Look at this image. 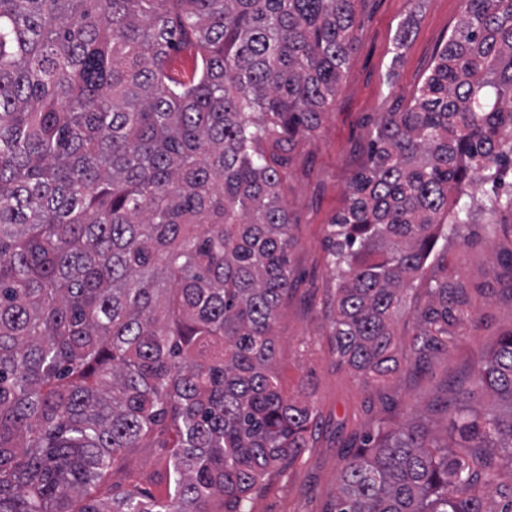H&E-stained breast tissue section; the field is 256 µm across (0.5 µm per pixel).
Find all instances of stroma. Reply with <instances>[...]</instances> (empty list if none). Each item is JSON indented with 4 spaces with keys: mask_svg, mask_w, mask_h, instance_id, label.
<instances>
[{
    "mask_svg": "<svg viewBox=\"0 0 512 512\" xmlns=\"http://www.w3.org/2000/svg\"><path fill=\"white\" fill-rule=\"evenodd\" d=\"M460 16L461 0H356L353 50L336 109L291 154L282 193L297 247L293 285L275 334L283 389L313 403L317 443L268 475L249 504L251 512H326L336 497L341 457L355 436L410 419L441 432L440 410L474 359L512 330V223L485 220L456 225L438 242L423 279L407 291V314L393 326L395 340L408 344L410 311L423 302L427 279L449 276L464 288L472 318L458 328L456 348L435 357L427 372L368 386L338 362L329 342L336 277L326 258L327 226L366 160L377 117L406 104ZM407 21L412 32L401 51H394L397 31Z\"/></svg>",
    "mask_w": 512,
    "mask_h": 512,
    "instance_id": "stroma-1",
    "label": "stroma"
}]
</instances>
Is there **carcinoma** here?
Here are the masks:
<instances>
[{
	"instance_id": "1",
	"label": "carcinoma",
	"mask_w": 512,
	"mask_h": 512,
	"mask_svg": "<svg viewBox=\"0 0 512 512\" xmlns=\"http://www.w3.org/2000/svg\"><path fill=\"white\" fill-rule=\"evenodd\" d=\"M462 15L329 223L331 341L363 383L454 345L444 224L512 220V0ZM356 0H0V512H249L313 445L273 334L292 285L289 147L335 108ZM191 46L195 75L168 74ZM493 191L476 199L473 183ZM492 391L509 414L478 408ZM343 457L325 512H512V332L444 407ZM132 448L154 478L109 480ZM124 465L126 468L141 470L147 475L162 474L164 471L160 448H134L125 457Z\"/></svg>"
}]
</instances>
